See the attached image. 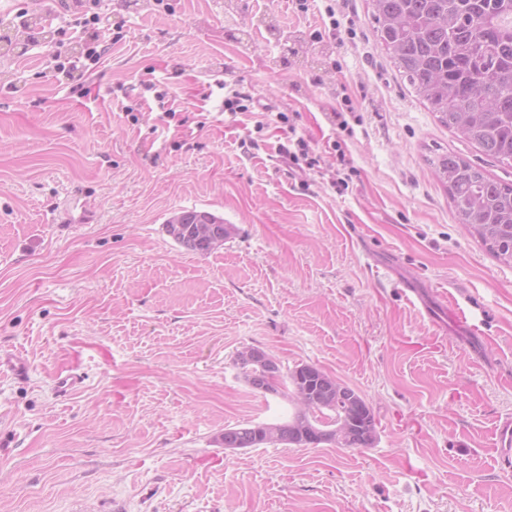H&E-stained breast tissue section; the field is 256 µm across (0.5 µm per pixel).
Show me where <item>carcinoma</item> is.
Masks as SVG:
<instances>
[{
  "mask_svg": "<svg viewBox=\"0 0 512 512\" xmlns=\"http://www.w3.org/2000/svg\"><path fill=\"white\" fill-rule=\"evenodd\" d=\"M382 46L409 86L445 127L453 128L486 156L512 162V0H371ZM459 223L503 263L512 262V183L488 176L455 153L430 160ZM166 232L184 248L207 254L229 236L224 220L205 211L185 210L171 217ZM266 364L234 365L244 380L263 393L295 402L287 421L272 433L262 424L224 429L217 442L226 448L263 444L334 443L366 448L376 438L372 407L354 389L322 369L302 364L264 386Z\"/></svg>",
  "mask_w": 512,
  "mask_h": 512,
  "instance_id": "1",
  "label": "carcinoma"
}]
</instances>
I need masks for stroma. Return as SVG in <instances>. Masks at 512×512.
Here are the masks:
<instances>
[{
    "label": "stroma",
    "mask_w": 512,
    "mask_h": 512,
    "mask_svg": "<svg viewBox=\"0 0 512 512\" xmlns=\"http://www.w3.org/2000/svg\"><path fill=\"white\" fill-rule=\"evenodd\" d=\"M97 11L94 63L64 0H0V356L25 364L0 369V512H512V264L428 160L512 165L439 123L369 0ZM230 88L252 114L225 113ZM292 136L318 168L288 175ZM190 209L234 234L186 250L164 225ZM245 346L354 388L373 445H220L288 416L239 376Z\"/></svg>",
    "instance_id": "1"
}]
</instances>
